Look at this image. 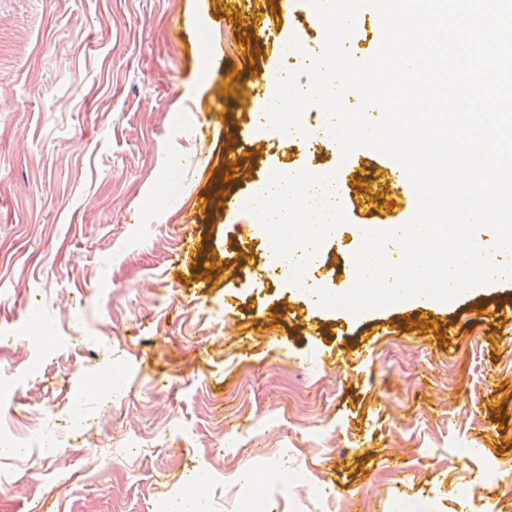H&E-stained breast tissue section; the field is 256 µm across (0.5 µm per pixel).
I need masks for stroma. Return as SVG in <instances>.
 <instances>
[{"mask_svg": "<svg viewBox=\"0 0 512 512\" xmlns=\"http://www.w3.org/2000/svg\"><path fill=\"white\" fill-rule=\"evenodd\" d=\"M238 2L0 0V452L60 424L71 477L0 455V512H177L196 483L209 512H249L248 486L264 512H500V485L473 487L512 474V280L354 314L269 275L224 195L304 161L381 193L325 238L332 291L360 226L416 204L387 193L386 155L252 124L235 86L325 32L309 0L264 27ZM176 171L184 196L156 207ZM103 375L108 397L82 391ZM306 469L330 501L288 489Z\"/></svg>", "mask_w": 512, "mask_h": 512, "instance_id": "35a3bbf8", "label": "stroma"}]
</instances>
